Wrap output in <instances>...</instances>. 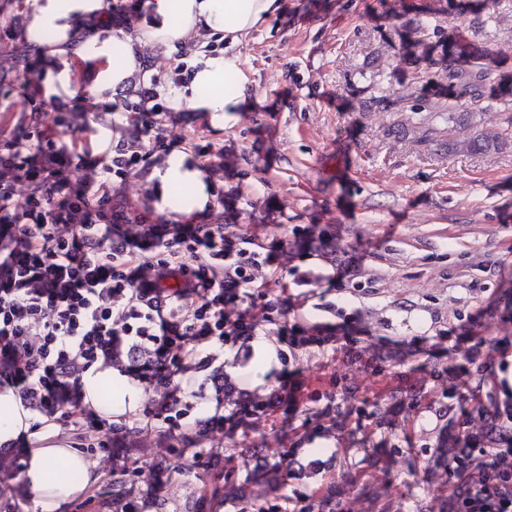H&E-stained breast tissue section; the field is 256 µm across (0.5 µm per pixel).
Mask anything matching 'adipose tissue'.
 Instances as JSON below:
<instances>
[{
	"label": "adipose tissue",
	"instance_id": "ef3b65f1",
	"mask_svg": "<svg viewBox=\"0 0 512 512\" xmlns=\"http://www.w3.org/2000/svg\"><path fill=\"white\" fill-rule=\"evenodd\" d=\"M155 25L139 35L104 26L85 39L76 32L82 20L98 15L102 0H39L28 32L34 48L46 52V80L52 92L72 93L68 68H55L62 56H92L106 60L100 73L98 91L118 90L141 66L146 49L160 47L165 54L178 52L191 37L205 36L229 45L240 44L279 9V0H146ZM192 80L175 90L174 107L188 106L231 120L245 99L247 78L234 58L200 55ZM159 178L164 186L162 206L172 213L190 214L204 210L208 196L200 171L184 169L181 156L172 155ZM65 449L33 451L28 478L41 495L44 512H52L63 494L43 491L42 478L57 462H72Z\"/></svg>",
	"mask_w": 512,
	"mask_h": 512
}]
</instances>
